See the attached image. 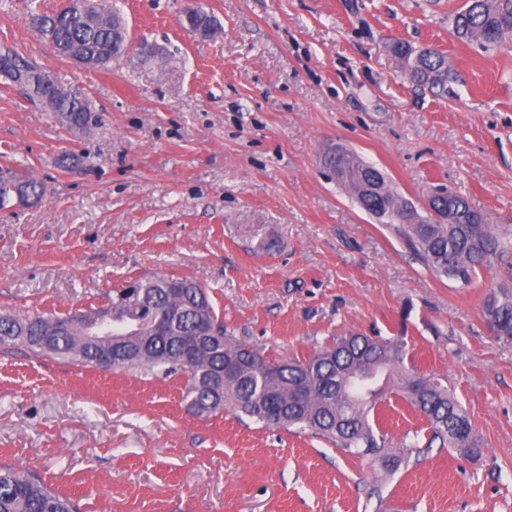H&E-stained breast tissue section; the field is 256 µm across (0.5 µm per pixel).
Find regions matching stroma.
Instances as JSON below:
<instances>
[{
  "label": "stroma",
  "instance_id": "35a3bbf8",
  "mask_svg": "<svg viewBox=\"0 0 512 512\" xmlns=\"http://www.w3.org/2000/svg\"><path fill=\"white\" fill-rule=\"evenodd\" d=\"M464 0H117L133 41L166 49L81 69L30 28L58 0H0V43L78 86L99 111L62 126L0 79V166L43 184L0 211V311L81 313L147 275L204 285L228 333L271 356L351 332L404 342L447 385L482 451L412 447L397 395L381 429L397 467L231 411L199 418L181 377L155 380L0 349V461L85 512H512V343L483 317L512 289V41L458 39ZM443 51L450 96L418 87L395 41ZM343 146L423 208L438 187L485 213L507 262L440 279L325 168ZM185 3L186 4H185L184 10H183L184 21L186 20L185 23L187 22L190 31L199 35L201 38L202 37L207 38V37H211L212 35H214L216 33V29L214 28V23L212 21V17L207 12H205L201 7L197 6V1L187 0V1H185ZM197 7H198V11L195 13V17H194L193 21L196 25L207 27V28L197 27V26L193 25L189 19L191 17V14Z\"/></svg>",
  "mask_w": 512,
  "mask_h": 512
}]
</instances>
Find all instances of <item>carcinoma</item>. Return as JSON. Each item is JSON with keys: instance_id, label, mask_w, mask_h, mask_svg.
<instances>
[{"instance_id": "carcinoma-1", "label": "carcinoma", "mask_w": 512, "mask_h": 512, "mask_svg": "<svg viewBox=\"0 0 512 512\" xmlns=\"http://www.w3.org/2000/svg\"><path fill=\"white\" fill-rule=\"evenodd\" d=\"M110 0H99V13L80 25L70 26L57 12L31 11L46 27L58 31L55 52L63 57L71 48L92 54L112 51ZM453 33L461 40H478L497 46L512 36V0H465L453 14ZM4 80L24 89L28 96L54 112L62 123L98 126L100 114L73 86H58L48 94L41 83H21L18 75L39 76L42 70L9 46H0ZM410 76L419 86L448 92V59L433 46L421 48ZM324 163L330 170L348 166L357 171L343 183L354 193L362 187L371 165L347 149L330 151ZM381 191L363 198L364 211L382 216L401 231L409 247L438 277L470 285L478 271L490 270L503 257L500 241L486 216L471 208L461 195L450 192L432 199L439 220L406 224L398 209L403 199L388 187L382 173ZM35 203L42 185L35 178L23 181L9 168L0 169V210L13 205L16 192ZM175 307L181 312L176 328L160 334L154 320ZM485 316L496 321L497 338L512 342V294L502 292ZM127 324L110 339L87 338V324L104 318ZM217 327V335L196 343L194 362L188 368L182 353L200 324ZM0 347L22 348L38 358L121 370L144 377H185L184 400L198 417L231 408L268 426L308 429L352 456L376 455L392 466L398 459L388 452L379 433L382 398L395 384L404 399L426 419L427 445L456 449L464 458L480 453L470 419L440 379L417 374L405 366L404 344L379 336L353 332L304 356L270 358L229 335L219 320L205 288L191 278L145 276L131 288H115L107 304L93 311L57 315L0 313ZM0 512H81L75 500L63 495L30 470L0 464Z\"/></svg>"}]
</instances>
